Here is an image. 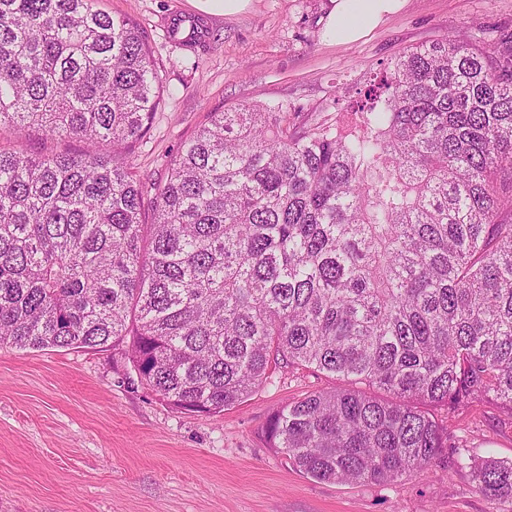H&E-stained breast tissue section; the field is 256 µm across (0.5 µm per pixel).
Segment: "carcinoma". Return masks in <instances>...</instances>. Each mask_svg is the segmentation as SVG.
Segmentation results:
<instances>
[{
	"mask_svg": "<svg viewBox=\"0 0 512 512\" xmlns=\"http://www.w3.org/2000/svg\"><path fill=\"white\" fill-rule=\"evenodd\" d=\"M163 93L137 26L99 0H0V134L81 143L0 147L1 349L128 341L138 383L202 416L281 364L337 378L264 430L321 481L433 465L431 406L512 415V37L407 50L354 133L215 112L148 188L123 151ZM470 471L512 498V461ZM81 143L76 141L60 142L46 140L41 133H33L29 139L23 144V149L31 154H39L45 152H60V151H76L79 149Z\"/></svg>",
	"mask_w": 512,
	"mask_h": 512,
	"instance_id": "cac0c4a2",
	"label": "carcinoma"
}]
</instances>
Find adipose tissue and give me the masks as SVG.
Instances as JSON below:
<instances>
[{"instance_id":"ef3b65f1","label":"adipose tissue","mask_w":512,"mask_h":512,"mask_svg":"<svg viewBox=\"0 0 512 512\" xmlns=\"http://www.w3.org/2000/svg\"><path fill=\"white\" fill-rule=\"evenodd\" d=\"M404 0H331L325 35L346 41L360 39L378 26L386 15L397 12Z\"/></svg>"}]
</instances>
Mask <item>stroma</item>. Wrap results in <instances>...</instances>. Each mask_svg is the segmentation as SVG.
<instances>
[{
  "mask_svg": "<svg viewBox=\"0 0 512 512\" xmlns=\"http://www.w3.org/2000/svg\"><path fill=\"white\" fill-rule=\"evenodd\" d=\"M330 6L250 0L242 13L200 17L188 0H101L137 24L171 90L127 158L133 175L164 181L210 113L260 104L299 126L344 127L406 49L512 33V0H405L359 40L330 43ZM195 16L206 38L169 39L170 21ZM130 370L112 350H0V512H512V500L476 493L468 468L512 460V416L492 403L434 408L456 468L380 485L318 481L268 448L264 428L283 403L341 380L280 368L240 405L204 417L131 385Z\"/></svg>",
  "mask_w": 512,
  "mask_h": 512,
  "instance_id": "35a3bbf8",
  "label": "stroma"
}]
</instances>
